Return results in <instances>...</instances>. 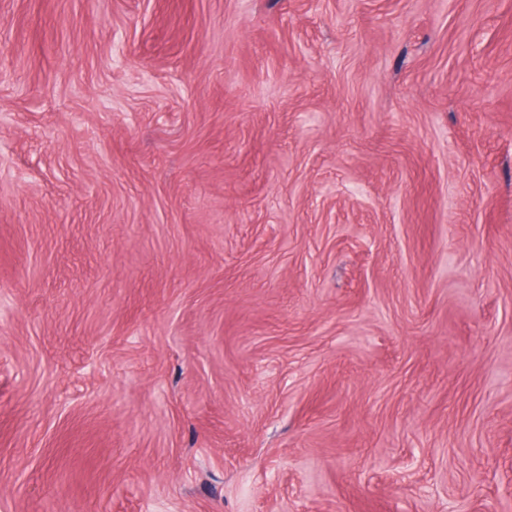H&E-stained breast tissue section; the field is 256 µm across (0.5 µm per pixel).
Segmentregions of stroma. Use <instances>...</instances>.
Segmentation results:
<instances>
[{
	"instance_id": "stroma-1",
	"label": "stroma",
	"mask_w": 512,
	"mask_h": 512,
	"mask_svg": "<svg viewBox=\"0 0 512 512\" xmlns=\"http://www.w3.org/2000/svg\"><path fill=\"white\" fill-rule=\"evenodd\" d=\"M0 512H512V0H0Z\"/></svg>"
}]
</instances>
